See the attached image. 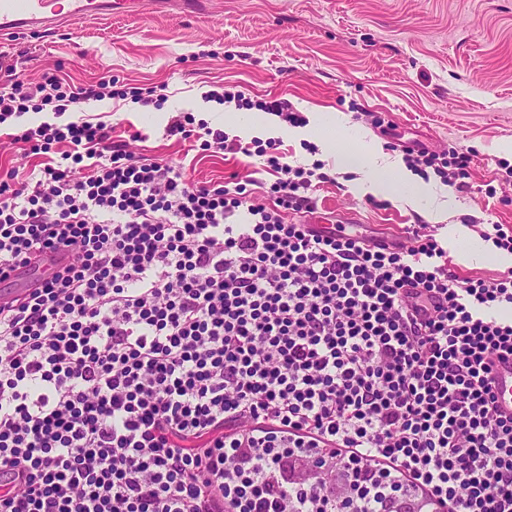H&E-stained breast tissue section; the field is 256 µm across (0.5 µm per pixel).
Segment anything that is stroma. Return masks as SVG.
Wrapping results in <instances>:
<instances>
[{
    "mask_svg": "<svg viewBox=\"0 0 512 512\" xmlns=\"http://www.w3.org/2000/svg\"><path fill=\"white\" fill-rule=\"evenodd\" d=\"M1 51L35 82L53 69L77 87L105 78L163 89L148 108L85 101L66 117L105 122L137 156L176 163L194 181L253 178L256 204H272L277 174L260 158L167 137L171 113L253 137L249 127L225 126L235 107L205 100L224 85L254 100H288L313 123L342 115L332 152L322 149L320 134L304 140L280 123L276 138L288 163L308 165L318 155L327 176L311 191L313 210L288 214V221L319 219L390 238L424 224L441 242L452 225L474 238L486 225H512V0H211L193 15L115 14L50 35L20 34L0 40ZM52 119L28 113L0 125V172L24 174L38 165L12 136L16 126ZM411 142L438 153L471 148L465 190L438 183L435 200H391L367 192L364 172L340 158L341 149L353 147L398 159Z\"/></svg>",
    "mask_w": 512,
    "mask_h": 512,
    "instance_id": "obj_1",
    "label": "stroma"
}]
</instances>
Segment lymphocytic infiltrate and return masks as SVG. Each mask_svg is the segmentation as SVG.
Here are the masks:
<instances>
[{
    "label": "lymphocytic infiltrate",
    "mask_w": 512,
    "mask_h": 512,
    "mask_svg": "<svg viewBox=\"0 0 512 512\" xmlns=\"http://www.w3.org/2000/svg\"><path fill=\"white\" fill-rule=\"evenodd\" d=\"M142 88L22 79L0 54V124L36 176L0 179V274L65 253L0 306V512H340L319 463L349 464L355 512L411 491L420 512H512V275L459 277L425 227L387 245L290 224L320 170L275 140L212 131L265 157L273 205L144 162L71 104ZM61 147L60 160L49 157ZM472 160L407 148L454 185ZM52 113L45 111L34 114L32 111L25 114L18 121L6 122L0 128V172L7 170H19L20 173L25 174L30 172L35 165L41 162L40 158L36 156L27 155L22 143H14L12 135L16 133V126H36L41 122L48 121L54 122ZM499 410L512 413V356L497 359L492 369Z\"/></svg>",
    "instance_id": "lymphocytic-infiltrate-1"
}]
</instances>
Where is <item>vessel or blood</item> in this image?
Instances as JSON below:
<instances>
[{
  "label": "vessel or blood",
  "mask_w": 512,
  "mask_h": 512,
  "mask_svg": "<svg viewBox=\"0 0 512 512\" xmlns=\"http://www.w3.org/2000/svg\"><path fill=\"white\" fill-rule=\"evenodd\" d=\"M210 0H66L65 7H55L52 0H0V36L23 31L48 32L62 25H72L89 17H109L117 13L139 14L147 6L164 9L178 6L183 12L205 11ZM54 255L44 257L35 267L12 277L17 295H25L35 281L46 278L57 264ZM498 407L512 413V356L496 360L492 369Z\"/></svg>",
  "instance_id": "b4317fda"
}]
</instances>
